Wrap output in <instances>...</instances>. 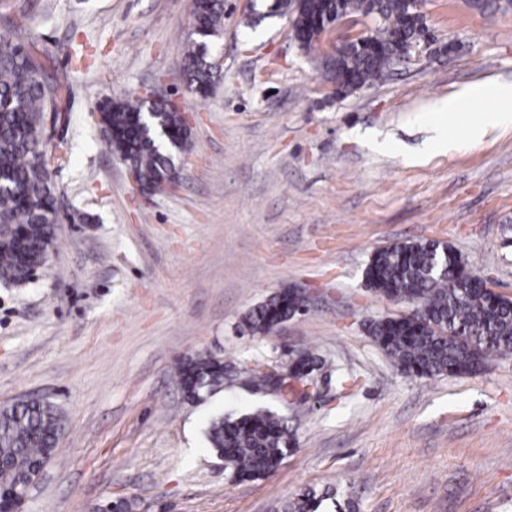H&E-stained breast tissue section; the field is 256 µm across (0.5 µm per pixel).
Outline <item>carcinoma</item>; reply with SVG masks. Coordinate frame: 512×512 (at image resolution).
<instances>
[{
	"instance_id": "1",
	"label": "carcinoma",
	"mask_w": 512,
	"mask_h": 512,
	"mask_svg": "<svg viewBox=\"0 0 512 512\" xmlns=\"http://www.w3.org/2000/svg\"><path fill=\"white\" fill-rule=\"evenodd\" d=\"M470 6L494 15L512 9V0H470ZM291 14L292 31L303 50L314 49L319 31L305 33L293 0H272L267 11L256 12L248 25ZM196 34L182 60L191 90L205 98L217 78L207 40L224 25V0H193ZM307 15L325 26L343 16H362L371 27L364 44L347 43L324 60L327 78L347 92L385 79L399 63L401 48L420 38L426 19L412 0H307ZM64 86L44 79L22 44L0 37V224L23 230L25 244L0 235V280L23 285L29 280L27 256L50 252L55 228L50 220L57 207L55 186L45 156L42 134L45 113L63 95ZM99 111L108 115L109 145L133 168L149 190L169 183L174 155L189 146L181 113L167 101L150 106L138 98H110ZM461 255L434 240H417L375 251L366 268V284L388 298L416 297L424 306V324L383 318L370 324V334L404 371L420 376L462 375L479 370L491 355H512V301L491 299L471 287L462 274ZM307 306L304 297L281 289L253 309L245 322L266 334L274 324ZM225 365L210 354L185 360L177 377L185 398L199 402L224 388ZM63 417L49 401L32 400L0 407V493L21 489L29 475L47 462ZM210 448L235 480L274 472L295 445L294 432L284 417L259 409L226 418L213 415L206 428ZM330 498L309 490L289 512H319Z\"/></svg>"
}]
</instances>
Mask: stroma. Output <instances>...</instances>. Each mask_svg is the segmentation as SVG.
<instances>
[{
	"label": "stroma",
	"mask_w": 512,
	"mask_h": 512,
	"mask_svg": "<svg viewBox=\"0 0 512 512\" xmlns=\"http://www.w3.org/2000/svg\"><path fill=\"white\" fill-rule=\"evenodd\" d=\"M264 3L225 0L209 43L221 77L201 99L182 71L191 0H0V35L51 53L44 77L67 97L46 121L48 169L66 211L90 216L59 224L33 280L0 283V406L41 397L65 417L20 512H283L309 488L355 512H512V356L405 373L369 325L409 307L365 278L374 251L435 240L512 300V126L479 144L466 133L512 102L433 109L472 83H512V11L423 0L431 51L340 93L289 18L247 26ZM153 87L191 145L178 187L145 195L97 112ZM288 287L309 312L251 332L244 316ZM292 349L317 358L319 392L255 389V370L286 369ZM200 352L228 371L192 404L177 367ZM340 372L355 384L337 386ZM259 408L286 417L296 446L272 474L232 480L206 420Z\"/></svg>",
	"instance_id": "obj_1"
}]
</instances>
